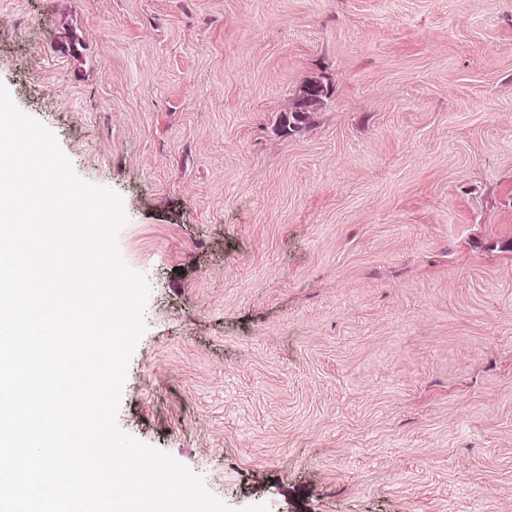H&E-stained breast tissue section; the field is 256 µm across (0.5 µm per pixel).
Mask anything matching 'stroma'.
<instances>
[{"label":"stroma","instance_id":"obj_1","mask_svg":"<svg viewBox=\"0 0 512 512\" xmlns=\"http://www.w3.org/2000/svg\"><path fill=\"white\" fill-rule=\"evenodd\" d=\"M0 83L123 197V431L237 510L512 512V0H0ZM328 94V88L321 82H310L301 91L290 117L296 122H302L308 112H313L320 105L322 99Z\"/></svg>","mask_w":512,"mask_h":512}]
</instances>
